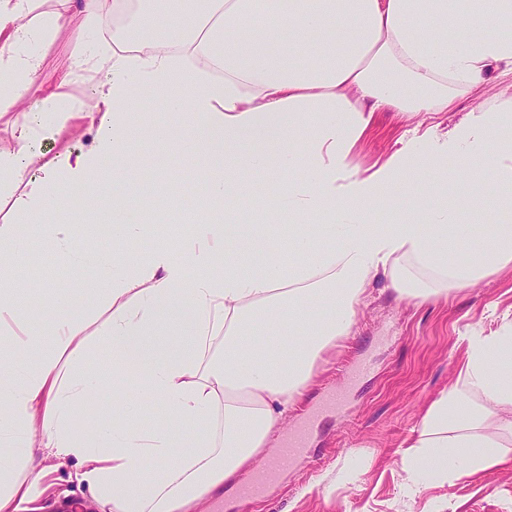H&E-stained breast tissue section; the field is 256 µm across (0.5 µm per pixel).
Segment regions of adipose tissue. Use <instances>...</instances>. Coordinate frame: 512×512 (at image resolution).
Segmentation results:
<instances>
[{"label": "adipose tissue", "mask_w": 512, "mask_h": 512, "mask_svg": "<svg viewBox=\"0 0 512 512\" xmlns=\"http://www.w3.org/2000/svg\"><path fill=\"white\" fill-rule=\"evenodd\" d=\"M0 0V99L13 110L15 145L0 150V188L23 183L14 219L0 225V512H41L34 487L43 474L31 450L73 462L87 494L71 512H211L296 411L323 355L348 336L355 310L379 272L390 271L400 297L428 301L473 285L491 268L512 267V104L479 106L445 138L422 134L409 153L374 170L347 159L375 113L449 112L481 96L497 76H512V0ZM82 11L112 33V51L77 55L57 81L24 44L48 40ZM95 79L88 102L67 116L91 117L90 150L43 160L39 137L57 128L62 89ZM417 87L405 94L403 83ZM170 91L184 124L145 123L132 106L135 86ZM303 149H296V142ZM278 147L276 159L257 151ZM190 159L204 195L180 251L146 248L87 252L76 244L73 194L109 214L118 244L139 224L120 189L140 166L142 144ZM113 159L111 168L98 165ZM454 157V168L442 167ZM40 176L28 177L32 166ZM219 176H212V169ZM434 181L421 180L423 170ZM269 171L278 191L270 222L287 218L295 253L288 263L260 231L229 225L211 211L250 210L252 177ZM480 172L482 197L455 210L435 201L459 175ZM402 188L387 194L389 185ZM494 206L500 223L469 254L448 234L457 212ZM380 210L392 224L365 225ZM338 223L329 237L319 225ZM66 269H92L108 315L95 339L112 357L89 370L60 367V354L86 344V313L65 290L52 304V338L18 322V273L33 246ZM433 276L418 286L395 272L397 255ZM296 341L282 343V334ZM25 351L17 360V351ZM166 410L144 430L125 421L134 408L133 372ZM114 398L97 422L77 427L94 392ZM495 434H488V427ZM406 468L448 481L459 468L496 466L512 446V324L466 339L457 378L428 406L414 430ZM154 469H146V462Z\"/></svg>", "instance_id": "obj_1"}]
</instances>
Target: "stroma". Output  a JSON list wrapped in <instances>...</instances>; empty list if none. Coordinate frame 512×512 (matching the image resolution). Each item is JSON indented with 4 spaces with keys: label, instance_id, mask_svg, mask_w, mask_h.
Instances as JSON below:
<instances>
[{
    "label": "stroma",
    "instance_id": "stroma-1",
    "mask_svg": "<svg viewBox=\"0 0 512 512\" xmlns=\"http://www.w3.org/2000/svg\"><path fill=\"white\" fill-rule=\"evenodd\" d=\"M83 29V43L72 37ZM101 35L74 16L52 40L34 41L27 49L41 59V79L53 81L70 66L79 48L98 49ZM512 98V82L498 79L486 85L480 100L463 99L456 111L420 114L410 118L392 112L376 113L367 135L350 155L352 167L363 170L383 162L391 153L415 145L416 131L435 128L446 134L460 123L477 102L495 104ZM145 165L153 169L157 184L143 182L141 174L127 182L130 207L143 223L141 242L164 240L178 245L166 213L173 206L192 204L199 191L196 170L188 159L168 156L160 149L145 152ZM90 270L60 271L56 275L28 274V287L37 289L41 313L27 316L29 326L49 330L53 291L67 289L73 303L89 311L95 321L106 316L92 289ZM512 322V269L488 272L471 288H454L426 302L398 297L387 276L377 275L366 298L356 309L348 337L317 368L303 408L311 410L332 389H345L343 412H324L311 433L306 455L282 474L279 483L249 503L228 485L222 512H512V458L474 474L447 482L413 487L402 459L412 430L431 401L456 379V366L464 350L462 338L470 333L490 334ZM369 365L367 375L349 383L351 370ZM34 460L51 467V485L45 496L46 512H57L58 498L85 492L75 468L33 451Z\"/></svg>",
    "mask_w": 512,
    "mask_h": 512
}]
</instances>
